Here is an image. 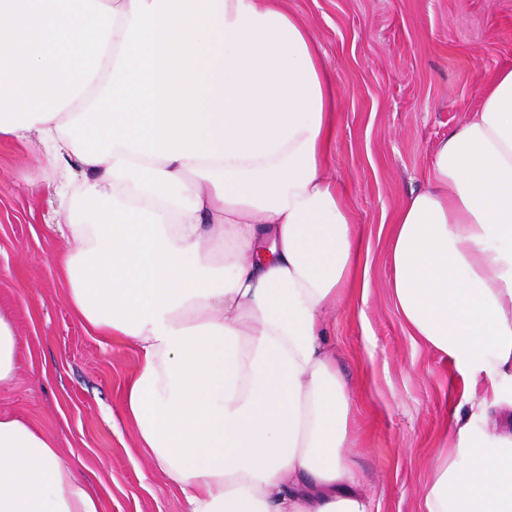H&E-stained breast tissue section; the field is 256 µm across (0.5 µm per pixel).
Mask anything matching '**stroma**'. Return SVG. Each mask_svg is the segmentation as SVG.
Wrapping results in <instances>:
<instances>
[{
    "label": "stroma",
    "instance_id": "1",
    "mask_svg": "<svg viewBox=\"0 0 512 512\" xmlns=\"http://www.w3.org/2000/svg\"><path fill=\"white\" fill-rule=\"evenodd\" d=\"M315 37L336 83L329 176L345 188L369 247L367 298L336 306L330 341L351 389L346 455L374 512H419L453 391L444 355L412 339L388 286V226L424 186L438 141L512 68V0H284ZM40 147L0 138V311L13 320L16 379L0 414L54 437L103 512H185L177 490L135 445L122 391L131 346L72 311L57 258L64 200Z\"/></svg>",
    "mask_w": 512,
    "mask_h": 512
}]
</instances>
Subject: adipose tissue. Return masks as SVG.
I'll return each mask as SVG.
<instances>
[{
    "label": "adipose tissue",
    "mask_w": 512,
    "mask_h": 512,
    "mask_svg": "<svg viewBox=\"0 0 512 512\" xmlns=\"http://www.w3.org/2000/svg\"><path fill=\"white\" fill-rule=\"evenodd\" d=\"M335 129L282 0H0V135L65 173L70 305L135 347L124 409L186 512H371L329 340L338 300L371 287ZM388 262L473 407L421 512H512V68L434 148ZM0 512L102 506L55 439L0 415Z\"/></svg>",
    "instance_id": "1"
}]
</instances>
